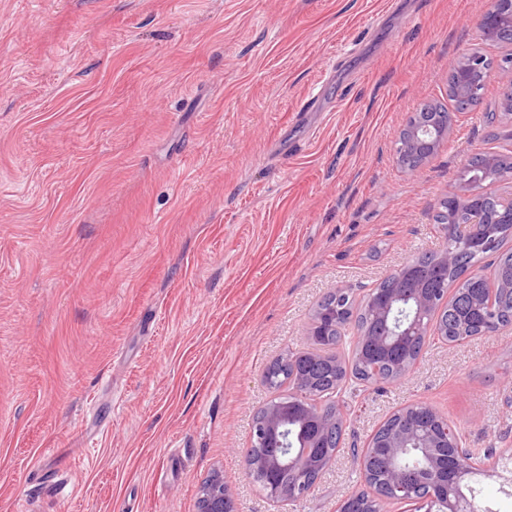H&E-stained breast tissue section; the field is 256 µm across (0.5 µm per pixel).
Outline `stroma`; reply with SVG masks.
I'll return each instance as SVG.
<instances>
[{"instance_id": "35a3bbf8", "label": "stroma", "mask_w": 512, "mask_h": 512, "mask_svg": "<svg viewBox=\"0 0 512 512\" xmlns=\"http://www.w3.org/2000/svg\"><path fill=\"white\" fill-rule=\"evenodd\" d=\"M486 7L0 0V512H197L216 471L234 512H336L364 488L358 450L421 402L465 447L512 452L509 327L431 341L396 381L347 377L306 497L271 503L244 462L263 370L308 350L318 303L441 249L470 154L512 156L491 80L419 177L396 163L459 55L500 62Z\"/></svg>"}]
</instances>
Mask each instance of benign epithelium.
I'll return each instance as SVG.
<instances>
[{"label":"benign epithelium","mask_w":512,"mask_h":512,"mask_svg":"<svg viewBox=\"0 0 512 512\" xmlns=\"http://www.w3.org/2000/svg\"><path fill=\"white\" fill-rule=\"evenodd\" d=\"M481 39L498 46L508 58V63L495 69L489 67L488 60L478 50H472L460 55L450 69L453 80L448 83V95L463 98L475 91L476 82L486 83L494 78L501 88L512 92V0H489V6L481 14L477 22ZM452 122L438 124L433 120L418 121L410 116L399 134L396 161L407 173L416 175L424 163L433 156L444 141L450 136ZM484 165L481 173L463 181V185L448 196V200L456 202L469 212V223L484 224L486 218L478 202L486 195L485 187L498 182L502 175L498 162L500 155L483 152ZM413 300L412 306L421 313L434 307V298L423 288H417L407 294L397 289L388 299L378 300L373 305V315L384 323L392 324L393 329L377 340L381 351H388L397 344L414 337L423 336L425 332L415 318L409 317L403 309L397 306L399 302ZM289 412L269 405L264 408L262 421L256 424L253 433L256 435L271 434L278 438V448L274 454L264 458L253 456L252 449L245 453V466L247 474L262 467L267 471L276 473L283 469L290 471L313 470L321 474L332 456L315 457L309 449L319 445L324 420L318 415L309 412L300 415L303 422H310L317 428V433L308 441L307 448L296 451L291 448L289 439L290 430L287 427ZM387 448L385 466L388 470L391 485L394 489H405L407 472L402 459L410 448L421 449L428 462L427 471L436 473L447 468L448 436H439L431 433L420 436L413 432L394 429L384 443ZM500 460L477 458L467 461L459 467L451 484L441 495L431 492L420 495H403L401 500L412 502L414 512H487L489 507L476 506L475 489L471 484L474 474H481L499 483L501 491L512 494V473L499 468ZM231 499V495L224 486L223 474L214 472L209 482L199 490L198 512H224V501Z\"/></svg>","instance_id":"1"}]
</instances>
